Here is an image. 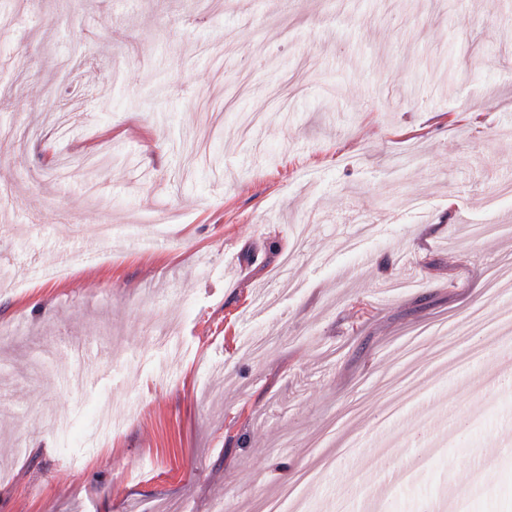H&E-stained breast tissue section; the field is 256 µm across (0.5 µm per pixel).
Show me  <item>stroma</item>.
<instances>
[{"label":"stroma","instance_id":"stroma-1","mask_svg":"<svg viewBox=\"0 0 512 512\" xmlns=\"http://www.w3.org/2000/svg\"><path fill=\"white\" fill-rule=\"evenodd\" d=\"M0 23V512H512V0ZM303 489H290L283 500L274 507L266 503H259L257 511L261 512H308L312 511L308 502L304 499ZM294 504V507H293Z\"/></svg>","mask_w":512,"mask_h":512}]
</instances>
